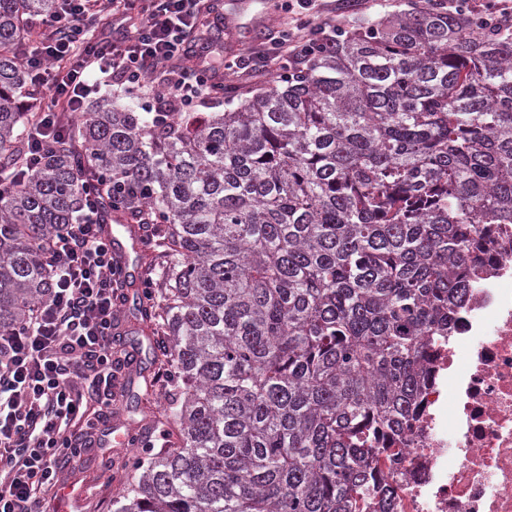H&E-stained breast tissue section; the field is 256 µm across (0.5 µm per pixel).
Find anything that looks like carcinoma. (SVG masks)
Masks as SVG:
<instances>
[{"instance_id": "cac0c4a2", "label": "carcinoma", "mask_w": 512, "mask_h": 512, "mask_svg": "<svg viewBox=\"0 0 512 512\" xmlns=\"http://www.w3.org/2000/svg\"><path fill=\"white\" fill-rule=\"evenodd\" d=\"M0 0V171L19 138L28 19ZM222 112L97 107L0 200V333L46 298L77 175L138 260L162 336L165 444L112 512H395L396 464L444 342L512 224V31L428 3L356 19L300 72Z\"/></svg>"}]
</instances>
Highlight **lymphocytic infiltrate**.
Instances as JSON below:
<instances>
[{"instance_id": "f902f5d3", "label": "lymphocytic infiltrate", "mask_w": 512, "mask_h": 512, "mask_svg": "<svg viewBox=\"0 0 512 512\" xmlns=\"http://www.w3.org/2000/svg\"><path fill=\"white\" fill-rule=\"evenodd\" d=\"M38 26L37 44L22 53L23 85L39 96L29 114L26 160L0 172V191L33 177L46 152L45 137L67 136L70 116L84 111L92 76L128 96L171 103L193 112L208 103L225 75L267 72L274 61L303 65L343 26L326 0H282V25L251 54L212 61L209 33L224 26L216 0H53ZM140 16L120 39L97 35L104 15ZM48 296L19 331L0 335V512H37L41 491L55 487L61 458L77 455L79 436L107 424L112 382L122 363L112 354L120 284L116 262L92 198L74 224L50 244Z\"/></svg>"}]
</instances>
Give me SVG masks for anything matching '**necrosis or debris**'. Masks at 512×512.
Masks as SVG:
<instances>
[{
  "instance_id": "obj_1",
  "label": "necrosis or debris",
  "mask_w": 512,
  "mask_h": 512,
  "mask_svg": "<svg viewBox=\"0 0 512 512\" xmlns=\"http://www.w3.org/2000/svg\"><path fill=\"white\" fill-rule=\"evenodd\" d=\"M468 298L422 392L397 467V512H512V225Z\"/></svg>"
}]
</instances>
